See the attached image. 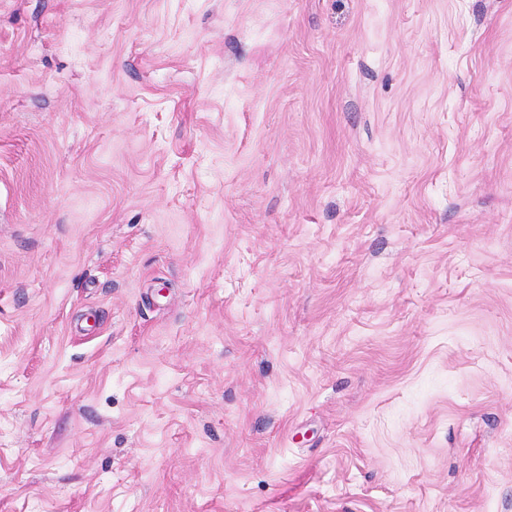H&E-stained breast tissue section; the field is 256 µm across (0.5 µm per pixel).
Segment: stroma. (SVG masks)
<instances>
[{
    "mask_svg": "<svg viewBox=\"0 0 512 512\" xmlns=\"http://www.w3.org/2000/svg\"><path fill=\"white\" fill-rule=\"evenodd\" d=\"M0 512H512V0H0Z\"/></svg>",
    "mask_w": 512,
    "mask_h": 512,
    "instance_id": "stroma-1",
    "label": "stroma"
}]
</instances>
